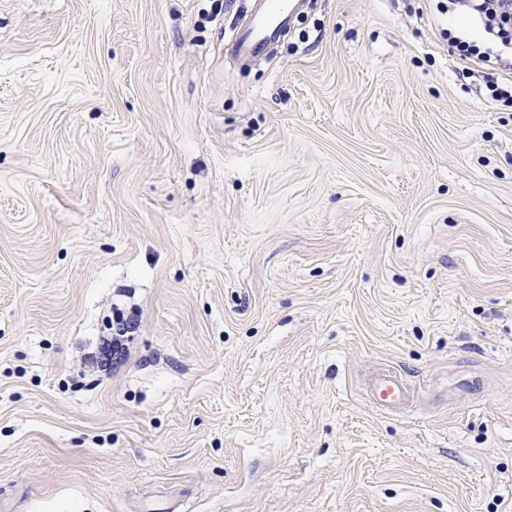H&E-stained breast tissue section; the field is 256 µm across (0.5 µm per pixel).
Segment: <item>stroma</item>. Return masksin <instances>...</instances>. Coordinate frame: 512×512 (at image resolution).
Masks as SVG:
<instances>
[{"label": "stroma", "mask_w": 512, "mask_h": 512, "mask_svg": "<svg viewBox=\"0 0 512 512\" xmlns=\"http://www.w3.org/2000/svg\"><path fill=\"white\" fill-rule=\"evenodd\" d=\"M300 2L243 67L248 0H0V512H512V108ZM373 393L379 405L385 409L400 407L409 399L403 380L396 374L377 377L373 384Z\"/></svg>", "instance_id": "1"}]
</instances>
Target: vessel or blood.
Returning <instances> with one entry per match:
<instances>
[{"label": "vessel or blood", "mask_w": 512, "mask_h": 512, "mask_svg": "<svg viewBox=\"0 0 512 512\" xmlns=\"http://www.w3.org/2000/svg\"><path fill=\"white\" fill-rule=\"evenodd\" d=\"M248 23L235 30L233 49L244 59L265 54L291 25L294 8L291 0H255ZM373 393L379 405L393 409L409 399L408 390L397 375L385 374L375 379Z\"/></svg>", "instance_id": "obj_1"}]
</instances>
